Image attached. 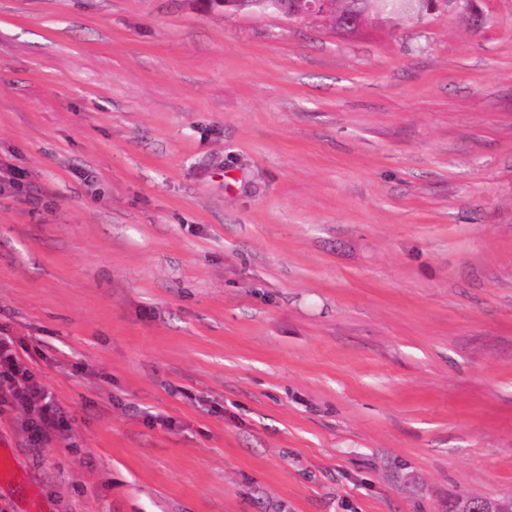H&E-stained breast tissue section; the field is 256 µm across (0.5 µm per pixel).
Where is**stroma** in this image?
<instances>
[{"mask_svg": "<svg viewBox=\"0 0 512 512\" xmlns=\"http://www.w3.org/2000/svg\"><path fill=\"white\" fill-rule=\"evenodd\" d=\"M0 331V512L512 496V0H0ZM301 1H303L304 5H306L309 1L312 0H223V6L225 10H250L254 12H266L270 9H273L282 14V12L275 7L274 2H284L282 6L289 8L292 2L293 7L295 3ZM385 18L420 15L424 10H431L430 0H386ZM0 406L22 409L30 414L28 438L39 443L54 432L68 429L66 413L36 378L19 354L12 336L0 333Z\"/></svg>", "mask_w": 512, "mask_h": 512, "instance_id": "obj_1", "label": "stroma"}]
</instances>
